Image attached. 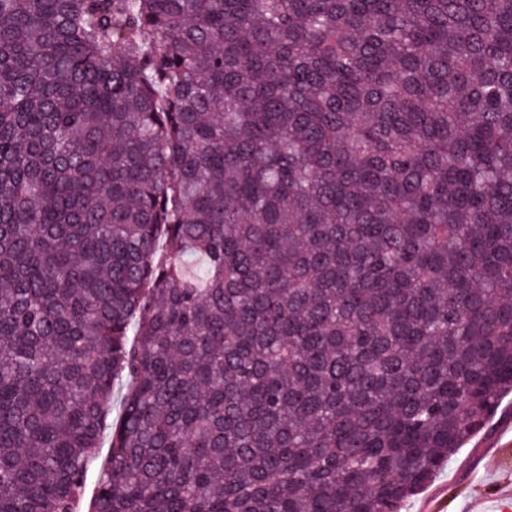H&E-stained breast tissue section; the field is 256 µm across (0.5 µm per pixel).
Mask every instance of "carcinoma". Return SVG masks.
<instances>
[{
  "mask_svg": "<svg viewBox=\"0 0 512 512\" xmlns=\"http://www.w3.org/2000/svg\"><path fill=\"white\" fill-rule=\"evenodd\" d=\"M509 392L512 0H0V512H401ZM109 453L108 443L104 442L103 448H100L97 459L89 466L86 474L85 492L83 500L80 504L79 512H88L90 500L94 494L99 471L106 462Z\"/></svg>",
  "mask_w": 512,
  "mask_h": 512,
  "instance_id": "cac0c4a2",
  "label": "carcinoma"
}]
</instances>
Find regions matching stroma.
<instances>
[{"label": "stroma", "mask_w": 512, "mask_h": 512, "mask_svg": "<svg viewBox=\"0 0 512 512\" xmlns=\"http://www.w3.org/2000/svg\"><path fill=\"white\" fill-rule=\"evenodd\" d=\"M512 493V394L446 464L427 490L403 512H420L426 498L439 512H497L501 495Z\"/></svg>", "instance_id": "35a3bbf8"}]
</instances>
